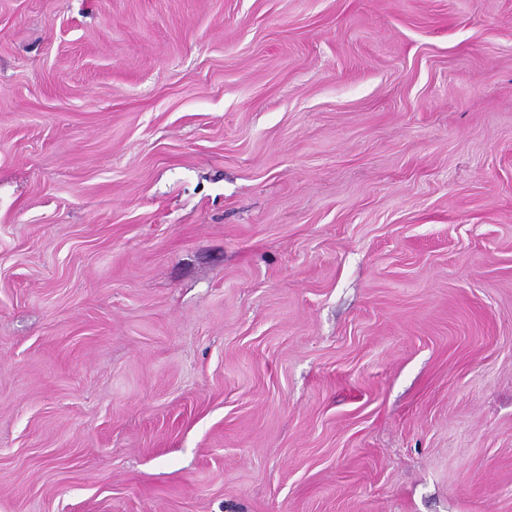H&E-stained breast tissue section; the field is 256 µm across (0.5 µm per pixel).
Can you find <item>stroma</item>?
<instances>
[{
	"label": "stroma",
	"mask_w": 512,
	"mask_h": 512,
	"mask_svg": "<svg viewBox=\"0 0 512 512\" xmlns=\"http://www.w3.org/2000/svg\"><path fill=\"white\" fill-rule=\"evenodd\" d=\"M0 512H512V0H0Z\"/></svg>",
	"instance_id": "obj_1"
}]
</instances>
